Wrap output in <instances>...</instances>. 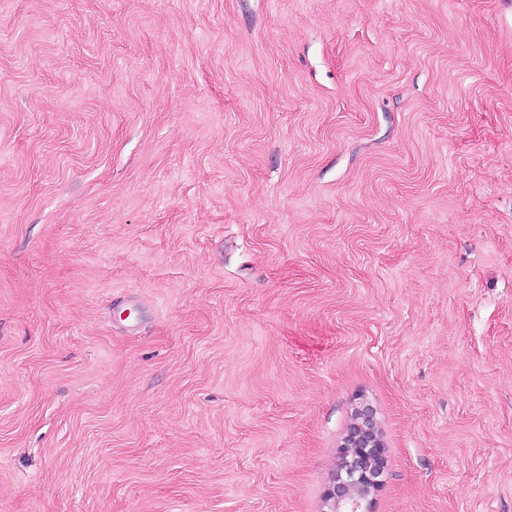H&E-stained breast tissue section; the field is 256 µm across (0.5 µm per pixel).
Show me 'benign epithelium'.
I'll list each match as a JSON object with an SVG mask.
<instances>
[{
    "label": "benign epithelium",
    "mask_w": 512,
    "mask_h": 512,
    "mask_svg": "<svg viewBox=\"0 0 512 512\" xmlns=\"http://www.w3.org/2000/svg\"><path fill=\"white\" fill-rule=\"evenodd\" d=\"M337 454L339 470L324 493L329 512H371V496L382 484L384 447L370 406L355 412Z\"/></svg>",
    "instance_id": "7a95c632"
}]
</instances>
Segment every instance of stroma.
<instances>
[{"mask_svg":"<svg viewBox=\"0 0 512 512\" xmlns=\"http://www.w3.org/2000/svg\"><path fill=\"white\" fill-rule=\"evenodd\" d=\"M512 512V0H0V512ZM384 453L374 410L364 405L338 448L339 470L324 493L328 511L371 512L370 497L382 484Z\"/></svg>","mask_w":512,"mask_h":512,"instance_id":"obj_1","label":"stroma"}]
</instances>
